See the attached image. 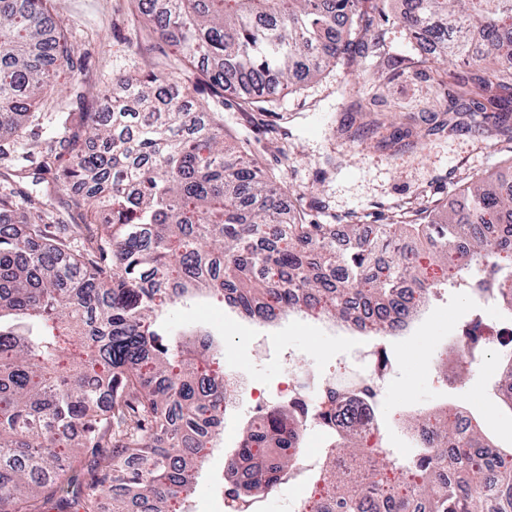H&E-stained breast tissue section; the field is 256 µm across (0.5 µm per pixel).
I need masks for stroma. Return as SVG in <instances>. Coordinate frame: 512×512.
Masks as SVG:
<instances>
[{"instance_id":"35a3bbf8","label":"stroma","mask_w":512,"mask_h":512,"mask_svg":"<svg viewBox=\"0 0 512 512\" xmlns=\"http://www.w3.org/2000/svg\"><path fill=\"white\" fill-rule=\"evenodd\" d=\"M53 17L71 45L77 79L60 75L48 101L27 124L23 137L0 138V196L19 206L41 201L42 186L4 179L7 171L35 172L47 157L67 165L63 122L70 112L95 108L116 74L146 76L162 61V46L135 39L127 0H53ZM224 124V144L257 160L266 179L283 190L290 209L307 220L336 225L351 218L367 229L398 221L404 208L459 209L464 188L478 177L501 175L512 180V140L463 128L428 134L440 121V105L429 81L392 76L375 54L339 61L303 89L276 96L248 110L210 98ZM413 129L402 151L378 148L379 138ZM474 304L462 293L440 297L413 325L407 337L393 343L391 363L375 387L382 418V445L399 458L413 452L402 416L453 408L475 415L485 435L498 447L512 448V411L498 405L493 386L503 351L487 346L480 365L466 368V378H446L440 358L456 346L457 332ZM176 329L211 332L224 350L227 370L248 373L267 404L284 400L288 381L282 365L291 354L299 382L318 388L326 383L363 381L367 370L360 351L367 339H340L323 320L291 315L278 327L239 319L222 303L207 299L172 310ZM254 410L244 403L228 414L219 429V448L210 452L204 470L189 493L193 512H226L224 489L230 488L228 456L239 447ZM315 471L302 469L261 498L256 512H284L288 500L307 497Z\"/></svg>"}]
</instances>
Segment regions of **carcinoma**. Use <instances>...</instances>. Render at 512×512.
<instances>
[{"label": "carcinoma", "mask_w": 512, "mask_h": 512, "mask_svg": "<svg viewBox=\"0 0 512 512\" xmlns=\"http://www.w3.org/2000/svg\"><path fill=\"white\" fill-rule=\"evenodd\" d=\"M51 0H0V133L20 135L55 78L75 70ZM399 24L414 55L393 64L437 85L454 132L484 114L512 131V0H407ZM148 17L141 38L175 49L147 79L112 78V95L65 127L69 165L53 191L109 219L96 259L67 244L82 224L48 236L43 210L0 196V512H175L224 421V376L213 340L182 343L168 307L218 296L224 308L270 322L319 312L376 336L407 325L461 281L474 300L512 313V183L482 178L460 210L411 211L339 252L328 225L288 223L287 207L246 154L224 148V124L201 95L246 108L267 89H299L352 45L377 51L386 0H129ZM461 61L465 74L446 64ZM408 240L386 261L383 249ZM472 364L478 336L458 346ZM376 417L373 394L330 389L263 412L229 462L243 473L230 512L270 494L298 461L290 424L318 421L361 456L355 426ZM417 452L385 455L372 484L333 488L319 512H512V451L485 450L479 425L458 414L413 418Z\"/></svg>", "instance_id": "1"}]
</instances>
